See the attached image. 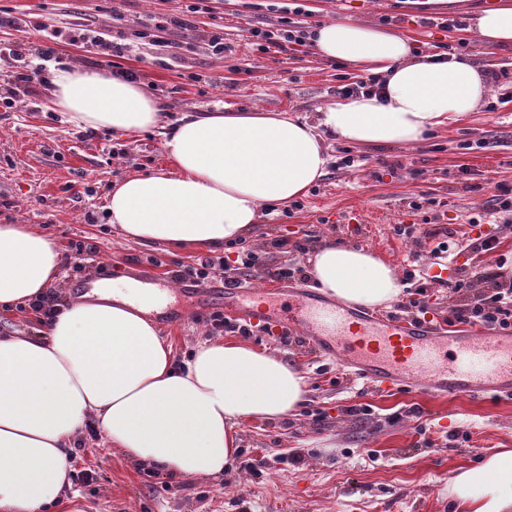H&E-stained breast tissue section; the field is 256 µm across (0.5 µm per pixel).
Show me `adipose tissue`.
I'll list each match as a JSON object with an SVG mask.
<instances>
[{
    "label": "adipose tissue",
    "instance_id": "adipose-tissue-1",
    "mask_svg": "<svg viewBox=\"0 0 512 512\" xmlns=\"http://www.w3.org/2000/svg\"><path fill=\"white\" fill-rule=\"evenodd\" d=\"M481 46L512 44V4L483 11ZM316 51L385 79L383 98L338 101L315 122L258 110L185 113L164 142L169 172L114 183L108 221L126 240L223 249L244 239L265 205H285L324 174L322 133L360 145H409L476 110L490 84L463 60L418 54L402 35L350 21L320 24ZM50 103L65 122L137 132L162 125L160 104L104 71H54ZM55 240L0 224V307L41 299L59 278ZM321 288L385 307L402 286L369 251L323 242L311 260ZM157 297L128 278L70 300L36 335H0V512H82L68 450L89 421L128 458L180 476L219 477L238 420L278 419L303 398L293 368L248 345L205 342L185 368L150 317ZM457 512H512V450L453 485Z\"/></svg>",
    "mask_w": 512,
    "mask_h": 512
}]
</instances>
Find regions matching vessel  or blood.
Listing matches in <instances>:
<instances>
[{
	"instance_id": "1",
	"label": "vessel or blood",
	"mask_w": 512,
	"mask_h": 512,
	"mask_svg": "<svg viewBox=\"0 0 512 512\" xmlns=\"http://www.w3.org/2000/svg\"><path fill=\"white\" fill-rule=\"evenodd\" d=\"M223 299L225 312L243 322L303 331L320 357L388 393L512 395V334L451 331L422 318L364 313L305 293L281 301L243 286L225 289Z\"/></svg>"
}]
</instances>
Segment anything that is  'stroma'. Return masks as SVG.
I'll use <instances>...</instances> for the list:
<instances>
[{"label": "stroma", "mask_w": 512, "mask_h": 512, "mask_svg": "<svg viewBox=\"0 0 512 512\" xmlns=\"http://www.w3.org/2000/svg\"><path fill=\"white\" fill-rule=\"evenodd\" d=\"M303 26L347 20L409 38L425 54L453 43L457 55L484 69L500 72L488 98L512 94V45L491 51L481 47L471 27L442 29L452 17L471 24L490 9V0H441L416 8L408 0H302ZM290 0H212L209 12L189 15L188 0H0L17 28L0 30L5 42H39L32 27L49 14L61 27H109L122 45L110 58L59 43L61 64L80 60L83 69L107 71L112 65L137 71L144 91L158 99L167 120L186 112L256 109L290 112L315 120L320 109L336 102L340 76L365 78V71L319 56L312 46L264 54L250 40L252 29H274ZM192 17L194 25L177 30V47L138 41L133 21L152 13ZM222 29L225 51L207 50V31ZM36 110L0 108V224H30L54 237L60 248L85 241L97 253L82 268L62 264L54 290L61 300L78 296L89 279L132 278L152 273L173 279L177 263L193 264L211 250L136 244L107 222L106 201L115 180L167 168L161 130L112 133L110 140L87 137L60 121L41 98ZM499 103V101H498ZM324 175L299 198L300 205L262 209L247 242L260 246L277 237L309 236L307 253L292 254L295 266H308L309 252L324 240L363 248L392 264L400 277L422 276L408 260L410 242L396 236V224L447 228L466 246L472 220L489 214L501 189L512 190V101L497 111L478 110L437 130L415 145L368 147L338 138L325 141ZM361 157L357 168L341 165L344 155ZM475 179H465L461 167ZM89 186L90 194L67 192L66 184ZM223 277L199 286L186 299L183 321L158 320L162 337L177 363L195 347L231 332H214L209 317L220 303L211 291ZM246 344L267 351L295 367L305 381V406L325 412L313 423L303 409L277 420L247 418L237 426V462L221 477L170 478L150 465L129 459L87 427L70 450L72 472L89 470L93 482L73 479L85 512H451V489L464 470H478L488 456L512 450V398H434L415 393L396 396L364 387L331 359L317 361L303 336L288 342L257 335ZM371 405L368 415L353 416L347 406ZM265 457L268 466L255 477L240 461ZM174 491H164L165 482Z\"/></svg>", "instance_id": "35a3bbf8"}]
</instances>
